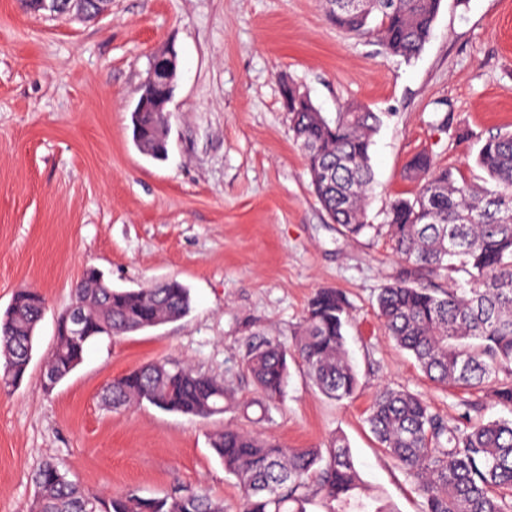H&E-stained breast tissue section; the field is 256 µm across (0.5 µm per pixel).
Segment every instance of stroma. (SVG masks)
<instances>
[{
    "label": "stroma",
    "mask_w": 512,
    "mask_h": 512,
    "mask_svg": "<svg viewBox=\"0 0 512 512\" xmlns=\"http://www.w3.org/2000/svg\"><path fill=\"white\" fill-rule=\"evenodd\" d=\"M166 46L178 80L168 155L156 161L135 146L131 111ZM286 83L330 118L352 104L385 113L369 207L383 224L393 199L417 191L404 171L419 152L485 179L480 146L512 126V0H443L408 63L336 29L321 0H112L91 22L0 0V311L21 290L46 300L24 379L0 390V512H28L31 474L46 461L96 493L151 496L180 483L238 512L236 480L211 448L227 426L290 448L326 449L344 435L369 494L422 512L366 422L370 399L384 386L407 389L461 426L465 393L435 385L386 334L376 297L401 264L386 234L352 240L322 209L293 139ZM448 110L464 139L441 126ZM90 267L116 288L178 280L191 310L90 342L81 364L44 390L55 321ZM323 288L348 302L359 390L329 399L289 359L272 423L254 426L237 408L257 395L239 367L245 344L259 332L291 341ZM158 360L223 380L233 404L199 418L103 401L113 379Z\"/></svg>",
    "instance_id": "35a3bbf8"
}]
</instances>
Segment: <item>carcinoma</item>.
Here are the masks:
<instances>
[{
  "mask_svg": "<svg viewBox=\"0 0 512 512\" xmlns=\"http://www.w3.org/2000/svg\"><path fill=\"white\" fill-rule=\"evenodd\" d=\"M441 3L363 0L355 8L353 0H325L336 28L369 36L384 54L407 61L423 50ZM283 95L317 200L345 235H364L374 228L368 219L374 183L370 151L383 115L347 105L329 119L292 84H283ZM131 125L145 155L166 157L163 113L133 112ZM475 163L488 175L481 184L435 167L426 153L414 157L418 192L394 199L385 212L388 237L405 269L378 293L377 315L430 381L490 391L512 409V130L488 137ZM430 274L449 280L462 274L469 288L419 285ZM74 302L87 315V335L55 337L46 381L58 383L70 374L94 339L154 328L191 309L190 290L177 280L122 290L91 274L76 284ZM44 310L43 295L24 290L0 313V387H14L26 374ZM348 317L340 293L319 290L308 301L292 345L267 334L248 341L241 367L262 395L263 417L272 419L283 393L290 351L323 395L336 401L356 395L358 374L343 333ZM104 399L114 409L147 402L202 418L224 413L230 401L223 381L163 361L113 380ZM366 421L423 498V512H512V419L452 426L420 395L383 387ZM212 449L236 479L241 512H307L316 497L326 512H395L365 493L342 435L324 453L226 427L213 437ZM31 481L29 512H224V501L201 486L178 485L149 497L135 491L100 497L69 480L53 462L42 464Z\"/></svg>",
  "mask_w": 512,
  "mask_h": 512,
  "instance_id": "cac0c4a2",
  "label": "carcinoma"
}]
</instances>
